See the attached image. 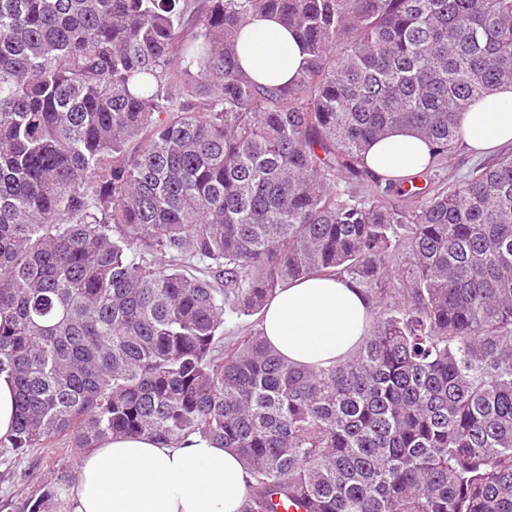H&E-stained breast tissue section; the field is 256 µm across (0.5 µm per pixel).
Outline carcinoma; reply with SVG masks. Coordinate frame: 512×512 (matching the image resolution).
Wrapping results in <instances>:
<instances>
[{
	"mask_svg": "<svg viewBox=\"0 0 512 512\" xmlns=\"http://www.w3.org/2000/svg\"><path fill=\"white\" fill-rule=\"evenodd\" d=\"M189 2L0 0V373L17 401L0 453L198 435L240 456L245 512L274 495L512 512V153L436 181L460 115L512 84V0ZM269 13L307 53L282 86L235 56ZM399 126L432 162L383 184L362 153ZM316 273L377 290L355 352L296 367L259 329L224 342V307L258 315Z\"/></svg>",
	"mask_w": 512,
	"mask_h": 512,
	"instance_id": "cac0c4a2",
	"label": "carcinoma"
}]
</instances>
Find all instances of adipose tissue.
Segmentation results:
<instances>
[{
    "instance_id": "adipose-tissue-1",
    "label": "adipose tissue",
    "mask_w": 512,
    "mask_h": 512,
    "mask_svg": "<svg viewBox=\"0 0 512 512\" xmlns=\"http://www.w3.org/2000/svg\"><path fill=\"white\" fill-rule=\"evenodd\" d=\"M241 69L264 85H284L306 58L303 43L273 15L246 23L237 39ZM462 143L481 155L512 145V85L461 118ZM428 142L407 128L372 143L364 165L377 177L405 179L432 160ZM373 301L345 275H316L278 288L262 311L263 336L289 363L328 365L369 334ZM249 475L237 453L198 436L180 445L150 435H112L85 449L65 494L66 512H243Z\"/></svg>"
}]
</instances>
